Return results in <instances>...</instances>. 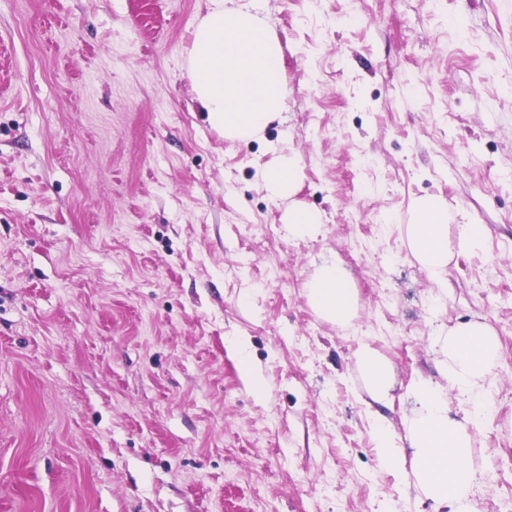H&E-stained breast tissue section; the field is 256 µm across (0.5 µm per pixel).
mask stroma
<instances>
[{"label": "stroma", "mask_w": 512, "mask_h": 512, "mask_svg": "<svg viewBox=\"0 0 512 512\" xmlns=\"http://www.w3.org/2000/svg\"><path fill=\"white\" fill-rule=\"evenodd\" d=\"M253 1L289 95L241 143L188 55L204 16ZM284 154L314 235L264 188ZM427 194L485 230L443 293L398 230ZM329 258L357 291L343 325L304 288ZM475 320L501 342L475 508L503 512L512 0H0V512H434L380 466L354 353L391 362L399 431L438 336ZM285 224H288V233L296 237H305L319 231L323 224L319 212L299 205L288 206L285 213Z\"/></svg>", "instance_id": "35a3bbf8"}]
</instances>
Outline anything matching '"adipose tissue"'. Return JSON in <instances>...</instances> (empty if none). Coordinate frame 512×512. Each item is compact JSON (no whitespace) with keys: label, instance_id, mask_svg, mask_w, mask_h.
<instances>
[{"label":"adipose tissue","instance_id":"1","mask_svg":"<svg viewBox=\"0 0 512 512\" xmlns=\"http://www.w3.org/2000/svg\"><path fill=\"white\" fill-rule=\"evenodd\" d=\"M299 167L284 155L268 167L263 183L272 199L293 196L299 184ZM411 220L401 234L411 258L437 286H444L450 257L470 249L483 238L482 225L448 224V204L436 195L415 198ZM307 296L326 321L347 323L357 306L355 288L333 259L323 260L306 283ZM499 356L494 329L471 321L450 329L439 342L442 382L416 378L409 387L411 409L403 433L379 416L371 418V436L377 459L401 479V489H411L432 501L441 512H474L473 498L480 472L471 448L473 434L482 422L485 395L489 392ZM365 388L378 404L390 400L392 365L375 348L364 345L355 353ZM456 395L461 409L451 412L449 395Z\"/></svg>","mask_w":512,"mask_h":512}]
</instances>
